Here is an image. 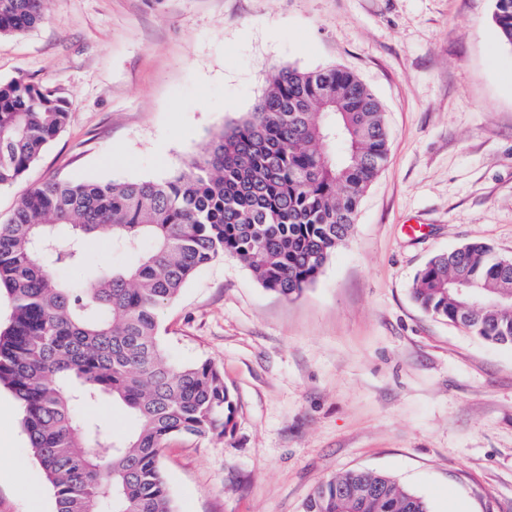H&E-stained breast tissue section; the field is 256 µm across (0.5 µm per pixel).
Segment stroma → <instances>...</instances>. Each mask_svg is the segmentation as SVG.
<instances>
[{
    "mask_svg": "<svg viewBox=\"0 0 512 512\" xmlns=\"http://www.w3.org/2000/svg\"><path fill=\"white\" fill-rule=\"evenodd\" d=\"M493 0H48L0 38L22 76L72 116L6 218L54 179L158 180L251 112L283 66L336 67L380 100L389 158L318 281L283 299L233 257L167 305L181 363L224 372L226 434L161 457L178 512H304L322 482L381 471L432 512H512V346L412 299L435 254L480 240L512 256V47ZM21 416L0 453V512H53Z\"/></svg>",
    "mask_w": 512,
    "mask_h": 512,
    "instance_id": "stroma-1",
    "label": "stroma"
}]
</instances>
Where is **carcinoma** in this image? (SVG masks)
Returning <instances> with one entry per match:
<instances>
[{
	"instance_id": "carcinoma-1",
	"label": "carcinoma",
	"mask_w": 512,
	"mask_h": 512,
	"mask_svg": "<svg viewBox=\"0 0 512 512\" xmlns=\"http://www.w3.org/2000/svg\"><path fill=\"white\" fill-rule=\"evenodd\" d=\"M46 0H0V37L45 16ZM512 45V0H493ZM71 103L19 76L0 84V189L21 179L68 125ZM388 135L374 93L335 68L278 69L253 110L161 180L48 181L0 222V292L12 304L0 331V383L23 427L55 512H177L160 459L178 436L226 432L234 403L212 362L166 353L158 314L199 269L232 255L290 299L313 285L347 239L360 199L384 166ZM102 232L135 261L81 279L84 236ZM462 278L487 296L455 292ZM512 269L481 241L431 258L413 298L429 314L492 343L512 345ZM135 428L79 413L104 397ZM305 512H431L379 472L320 485Z\"/></svg>"
}]
</instances>
